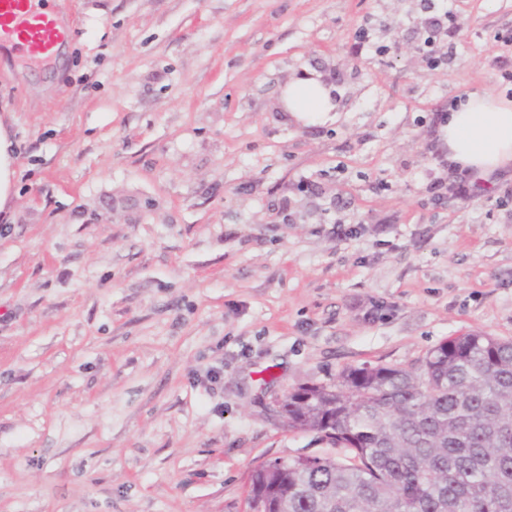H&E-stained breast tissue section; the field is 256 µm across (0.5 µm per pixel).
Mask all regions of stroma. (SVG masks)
Instances as JSON below:
<instances>
[{"label": "stroma", "instance_id": "35a3bbf8", "mask_svg": "<svg viewBox=\"0 0 512 512\" xmlns=\"http://www.w3.org/2000/svg\"><path fill=\"white\" fill-rule=\"evenodd\" d=\"M46 4L62 52L0 44V512H252L260 465L341 455L288 392L512 340V168L427 189L457 177L437 116L512 95V0H435L437 69L422 0ZM304 71L336 119L281 110ZM450 15H448V11H444V13L439 17L431 18L430 25L426 30V37L424 39V45L428 48H431L433 51V47L440 43H444L448 41V38H452L454 34V26L448 22L450 21ZM17 156L9 129L0 119V214L13 207Z\"/></svg>", "mask_w": 512, "mask_h": 512}]
</instances>
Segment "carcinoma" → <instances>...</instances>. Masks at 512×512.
I'll return each instance as SVG.
<instances>
[{"instance_id":"obj_1","label":"carcinoma","mask_w":512,"mask_h":512,"mask_svg":"<svg viewBox=\"0 0 512 512\" xmlns=\"http://www.w3.org/2000/svg\"><path fill=\"white\" fill-rule=\"evenodd\" d=\"M278 415L345 455L256 468L271 512H512V341L468 332L416 368H349Z\"/></svg>"}]
</instances>
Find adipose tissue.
Returning a JSON list of instances; mask_svg holds the SVG:
<instances>
[{
    "label": "adipose tissue",
    "mask_w": 512,
    "mask_h": 512,
    "mask_svg": "<svg viewBox=\"0 0 512 512\" xmlns=\"http://www.w3.org/2000/svg\"><path fill=\"white\" fill-rule=\"evenodd\" d=\"M281 106L290 118L311 125L333 112L335 105L326 83L317 76L289 79ZM448 160L476 178L488 180L496 171L512 167V99L489 93H467L443 126ZM17 157L9 129L0 122V213L15 199Z\"/></svg>",
    "instance_id": "adipose-tissue-1"
}]
</instances>
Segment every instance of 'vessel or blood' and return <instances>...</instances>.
I'll return each mask as SVG.
<instances>
[{
  "mask_svg": "<svg viewBox=\"0 0 512 512\" xmlns=\"http://www.w3.org/2000/svg\"><path fill=\"white\" fill-rule=\"evenodd\" d=\"M69 36L42 7V0H0V41L33 60L51 57Z\"/></svg>",
  "mask_w": 512,
  "mask_h": 512,
  "instance_id": "b4317fda",
  "label": "vessel or blood"
}]
</instances>
